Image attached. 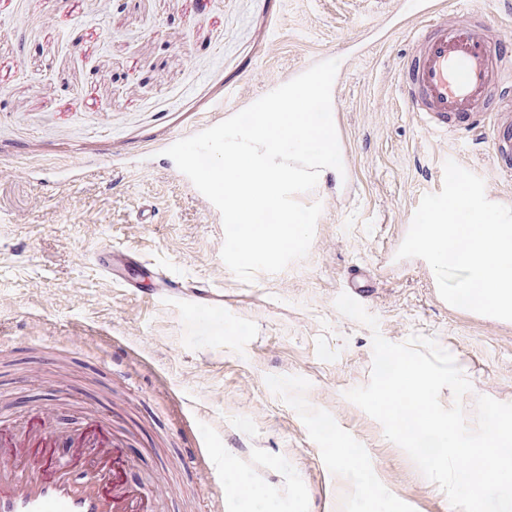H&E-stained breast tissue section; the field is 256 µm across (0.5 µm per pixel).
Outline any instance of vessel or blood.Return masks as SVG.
Listing matches in <instances>:
<instances>
[{
    "label": "vessel or blood",
    "instance_id": "obj_1",
    "mask_svg": "<svg viewBox=\"0 0 512 512\" xmlns=\"http://www.w3.org/2000/svg\"><path fill=\"white\" fill-rule=\"evenodd\" d=\"M411 7L427 23L419 55L402 64L407 111L428 117L434 128L486 111L512 76V55L494 49L484 23L450 28L439 23L434 0H411ZM135 464L105 415L64 443L38 422L20 432L0 429V512H154L130 476Z\"/></svg>",
    "mask_w": 512,
    "mask_h": 512
}]
</instances>
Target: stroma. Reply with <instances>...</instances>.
I'll use <instances>...</instances> for the list:
<instances>
[{"instance_id": "1", "label": "stroma", "mask_w": 512, "mask_h": 512, "mask_svg": "<svg viewBox=\"0 0 512 512\" xmlns=\"http://www.w3.org/2000/svg\"><path fill=\"white\" fill-rule=\"evenodd\" d=\"M439 3L441 23L485 21L512 53V0ZM421 24L407 0H0V424L49 404L65 435L111 415L154 456L132 478L158 512H448L345 396L370 380L377 331L453 355L468 424L478 397L512 403V321L448 304L425 260L396 257L446 160L512 206V107L442 131L406 111L401 62ZM329 52L344 173L297 196L322 205L307 256L242 282L219 210L164 151L207 129L216 102L234 115ZM106 247L125 282L97 268ZM343 293L377 329L337 311ZM208 456L253 498L219 499Z\"/></svg>"}]
</instances>
